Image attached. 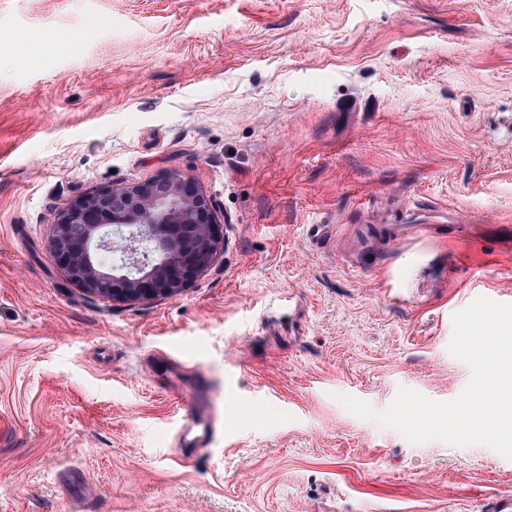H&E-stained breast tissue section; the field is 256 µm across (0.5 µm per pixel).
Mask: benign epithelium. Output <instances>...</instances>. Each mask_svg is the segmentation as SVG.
<instances>
[{"label": "benign epithelium", "mask_w": 512, "mask_h": 512, "mask_svg": "<svg viewBox=\"0 0 512 512\" xmlns=\"http://www.w3.org/2000/svg\"><path fill=\"white\" fill-rule=\"evenodd\" d=\"M49 252L70 280L103 300L175 297L222 250L215 205L176 174L112 184L50 224Z\"/></svg>", "instance_id": "1"}]
</instances>
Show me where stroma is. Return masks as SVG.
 <instances>
[{
    "label": "stroma",
    "mask_w": 512,
    "mask_h": 512,
    "mask_svg": "<svg viewBox=\"0 0 512 512\" xmlns=\"http://www.w3.org/2000/svg\"><path fill=\"white\" fill-rule=\"evenodd\" d=\"M169 173L213 200L217 262L172 298L70 282L58 214ZM490 296L512 0H0V512H490L512 459L338 401L456 398L453 317ZM195 376L224 433L186 464Z\"/></svg>",
    "instance_id": "1"
}]
</instances>
